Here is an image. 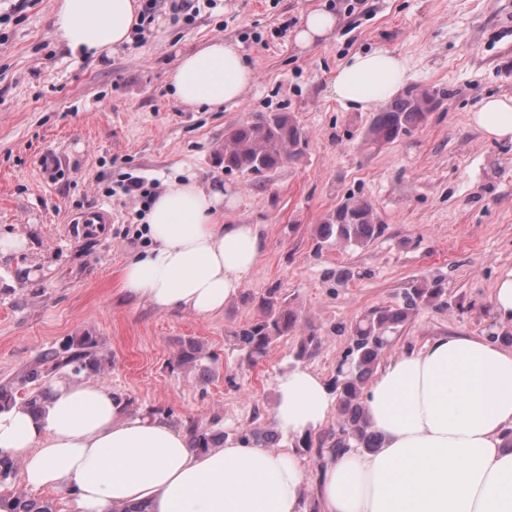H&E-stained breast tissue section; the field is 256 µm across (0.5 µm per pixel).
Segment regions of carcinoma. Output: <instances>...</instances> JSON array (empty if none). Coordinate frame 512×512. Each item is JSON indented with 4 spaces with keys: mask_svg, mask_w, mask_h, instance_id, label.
I'll list each match as a JSON object with an SVG mask.
<instances>
[{
    "mask_svg": "<svg viewBox=\"0 0 512 512\" xmlns=\"http://www.w3.org/2000/svg\"><path fill=\"white\" fill-rule=\"evenodd\" d=\"M437 93L426 91L423 97L401 95L390 102L372 119L367 137L374 143H392L421 125L434 108ZM302 132L292 116L286 112L257 115L224 132V170L261 174L278 168L301 154ZM384 232L377 222L372 204L365 200L349 201L319 229L323 241L338 245L364 247ZM446 295L444 288H427L418 283L407 289L400 304L376 306L357 317L349 327L350 344L343 359L336 366L329 386L336 397V440L329 446L318 443V453L328 458L341 448H361L373 451L381 447L379 436L370 430L363 401L364 390L376 376L383 356L398 340L400 328L424 303L440 302ZM263 316L233 334V346L243 359L254 362L264 356L270 345L295 330L297 315L288 308L286 299L276 288H270L261 298ZM207 357L204 346L188 340L177 352L182 366H195ZM105 356L96 350L88 337L77 343L73 352L51 350L39 362L25 368L9 386L0 387V407L15 401L14 389L30 385L38 387L26 403L39 410L48 398L50 375L64 367H72L76 374L85 372L100 375L104 372ZM192 447L200 450L218 448L226 435L194 422L187 426ZM233 439L249 446L267 445L272 441L269 431L261 427L244 428ZM14 499L12 512H54L47 500L30 499L22 491L8 494Z\"/></svg>",
    "mask_w": 512,
    "mask_h": 512,
    "instance_id": "cac0c4a2",
    "label": "carcinoma"
}]
</instances>
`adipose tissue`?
Returning a JSON list of instances; mask_svg holds the SVG:
<instances>
[{
    "mask_svg": "<svg viewBox=\"0 0 512 512\" xmlns=\"http://www.w3.org/2000/svg\"><path fill=\"white\" fill-rule=\"evenodd\" d=\"M135 0H55L52 37L72 53L111 55L130 42ZM403 57L357 52L329 90L367 112L405 84ZM255 72L239 46L216 38L181 56L169 74L188 107L235 105ZM486 138L512 141V97L472 112ZM236 198L194 176L164 181L144 215L151 245L124 266V291L153 308L208 317L223 311L260 261L259 225L226 224ZM41 413L0 409V453L21 459L36 488L71 495L77 512H305V474L289 453L227 440L206 452L155 414L125 416L110 389L58 380ZM334 404L318 373L296 367L277 384L274 422L303 435ZM364 404L382 446L334 455L316 482L321 512H512V347L485 336H440L390 356Z\"/></svg>",
    "mask_w": 512,
    "mask_h": 512,
    "instance_id": "1",
    "label": "adipose tissue"
}]
</instances>
